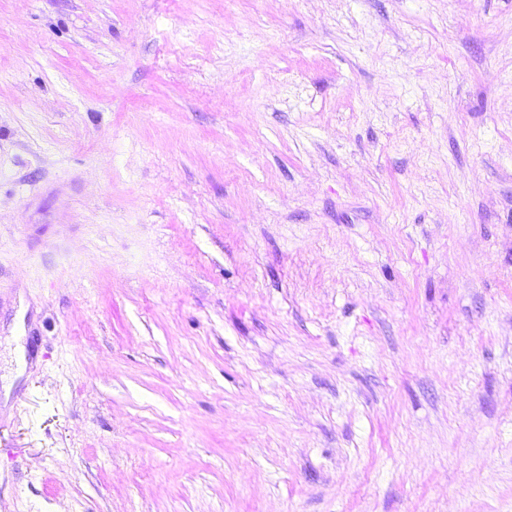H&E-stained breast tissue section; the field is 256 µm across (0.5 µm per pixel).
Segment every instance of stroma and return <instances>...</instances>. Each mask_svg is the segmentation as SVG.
<instances>
[{"label":"stroma","instance_id":"obj_1","mask_svg":"<svg viewBox=\"0 0 512 512\" xmlns=\"http://www.w3.org/2000/svg\"><path fill=\"white\" fill-rule=\"evenodd\" d=\"M0 512H512V0H0Z\"/></svg>","mask_w":512,"mask_h":512}]
</instances>
